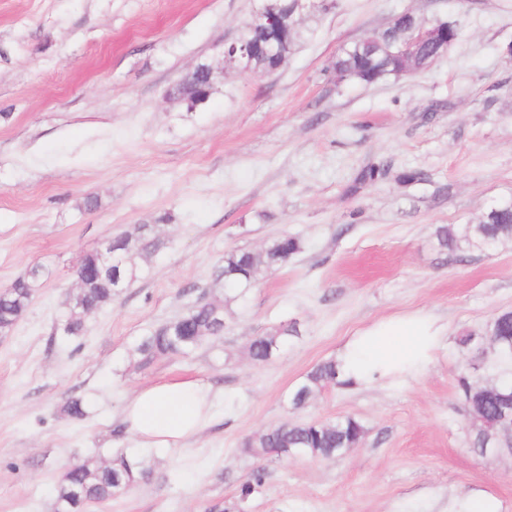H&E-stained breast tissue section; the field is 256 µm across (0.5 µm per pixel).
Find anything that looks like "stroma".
Segmentation results:
<instances>
[{
	"mask_svg": "<svg viewBox=\"0 0 512 512\" xmlns=\"http://www.w3.org/2000/svg\"><path fill=\"white\" fill-rule=\"evenodd\" d=\"M259 0H0V288L46 273L0 333V512H55L72 463L143 455L120 418L135 391L201 379L219 399L200 435L153 449L154 471L91 512H219L259 465L245 439L288 421L360 420L358 448L328 460H267L246 512H512V456L474 454L456 378L459 336L512 311V241L449 260L444 224H474L512 199V0H337L299 21L273 74L225 65L208 101L174 92L216 64ZM445 20L448 52L410 74L337 83L339 47L402 13ZM369 163L388 176L347 187ZM407 170L421 181L401 180ZM98 200L95 209L87 198ZM158 225L166 245L137 280L63 337L57 317L81 257ZM303 250L224 309V333L187 357L138 367L136 336L208 288L225 250L283 235ZM423 310L448 335L405 383L330 387L305 410L288 396L349 336ZM283 321L299 336L253 364L248 341ZM88 404L66 416L69 399Z\"/></svg>",
	"mask_w": 512,
	"mask_h": 512,
	"instance_id": "1",
	"label": "stroma"
}]
</instances>
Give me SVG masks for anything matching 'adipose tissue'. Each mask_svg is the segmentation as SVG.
<instances>
[{"instance_id":"ef3b65f1","label":"adipose tissue","mask_w":512,"mask_h":512,"mask_svg":"<svg viewBox=\"0 0 512 512\" xmlns=\"http://www.w3.org/2000/svg\"><path fill=\"white\" fill-rule=\"evenodd\" d=\"M445 335V326L431 314L397 315L350 336L336 362L353 384H393L424 372ZM215 398L210 384L202 380L153 384L133 394L122 422L141 447L181 446L208 422Z\"/></svg>"}]
</instances>
